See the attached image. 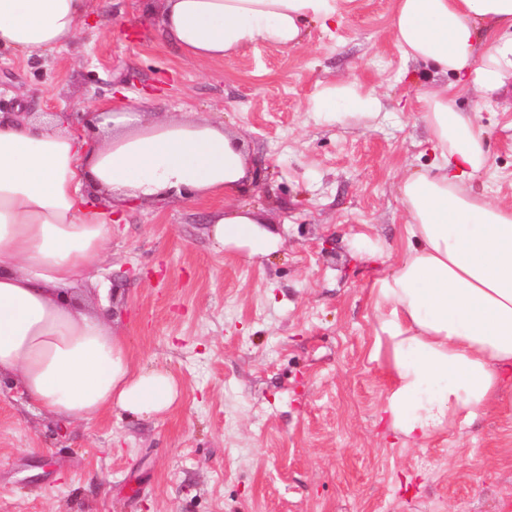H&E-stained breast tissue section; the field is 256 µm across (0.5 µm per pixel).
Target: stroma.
<instances>
[{"label": "stroma", "mask_w": 512, "mask_h": 512, "mask_svg": "<svg viewBox=\"0 0 512 512\" xmlns=\"http://www.w3.org/2000/svg\"><path fill=\"white\" fill-rule=\"evenodd\" d=\"M159 0H100L77 39L42 57L0 48V112H195L240 130L264 182L245 201L285 244L249 264L215 251L208 201L153 204L112 226L102 276L132 362L172 372L157 420L106 412L64 425L0 382V512H512V392L473 423L406 445L381 414L387 372L369 359L373 279L405 247L398 185L432 153L394 0H349L303 47L257 44L186 62L153 26ZM379 101L370 119L313 113L327 85ZM490 171L512 203V98L472 85Z\"/></svg>", "instance_id": "obj_1"}]
</instances>
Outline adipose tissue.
Listing matches in <instances>:
<instances>
[{"label": "adipose tissue", "mask_w": 512, "mask_h": 512, "mask_svg": "<svg viewBox=\"0 0 512 512\" xmlns=\"http://www.w3.org/2000/svg\"><path fill=\"white\" fill-rule=\"evenodd\" d=\"M339 0H162L156 26L186 61L221 63L264 43L302 46L309 24L328 28ZM91 0H0V47L43 56L72 43ZM391 28L407 58L494 95L512 82V0H395ZM425 90L432 171L399 187L406 246L371 288L370 361L389 373L382 413L420 442L474 421L512 373V207L475 180L488 166L484 131ZM371 111L354 85L323 87L313 109L342 121L337 103ZM242 135L194 112L101 113L80 136L57 116L0 113V379L28 409L62 422L116 410L168 412L180 389L165 369L133 366L125 338L86 307L77 288L104 260L115 213L160 200L221 201L208 222L217 250L254 263L283 245L262 209L233 195L256 188Z\"/></svg>", "instance_id": "1"}]
</instances>
